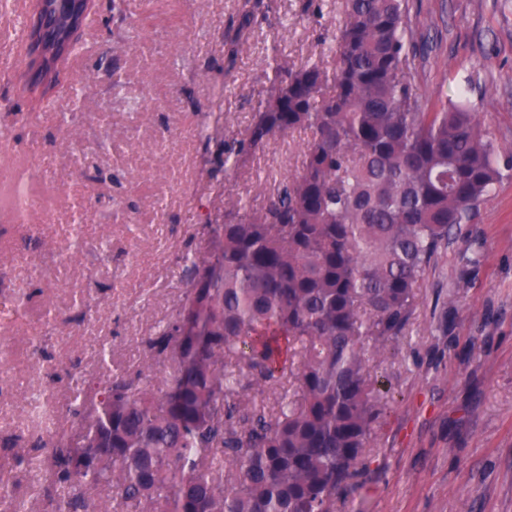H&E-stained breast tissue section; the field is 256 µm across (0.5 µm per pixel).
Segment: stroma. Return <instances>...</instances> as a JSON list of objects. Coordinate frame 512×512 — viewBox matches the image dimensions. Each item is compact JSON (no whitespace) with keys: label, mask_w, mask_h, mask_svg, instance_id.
<instances>
[{"label":"stroma","mask_w":512,"mask_h":512,"mask_svg":"<svg viewBox=\"0 0 512 512\" xmlns=\"http://www.w3.org/2000/svg\"><path fill=\"white\" fill-rule=\"evenodd\" d=\"M239 2L129 0L118 19L95 0L46 112L17 74L23 0L0 12V433L27 431L35 392L52 410L84 377L156 385L142 343L176 317L186 266L209 252L206 223L298 170L306 134L238 167L222 166L224 142L250 124L274 53L298 67L329 59L318 36L342 24L341 0H322L318 17L275 0L228 70ZM410 7L420 94L455 96L473 75L474 110L512 156V0ZM469 230L472 245L450 240L424 275L403 336L370 356L385 411L336 512H512V175Z\"/></svg>","instance_id":"obj_1"}]
</instances>
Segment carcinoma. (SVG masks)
<instances>
[{"label": "carcinoma", "mask_w": 512, "mask_h": 512, "mask_svg": "<svg viewBox=\"0 0 512 512\" xmlns=\"http://www.w3.org/2000/svg\"><path fill=\"white\" fill-rule=\"evenodd\" d=\"M41 55L56 82L74 0H37ZM273 0H242L224 30V64ZM335 64L274 59L251 123L224 143L245 161L270 140L310 134L301 166L257 207L233 202L208 225L210 251L183 279L176 318L143 341L170 368L149 390L84 378L70 428L32 430L17 459L46 512H336L384 406L367 347L410 323L417 290L443 245L466 239L502 168L471 107L418 92L408 0H344ZM294 388L288 397L286 386ZM283 394L271 409L259 398ZM111 497L97 504L91 491Z\"/></svg>", "instance_id": "1"}]
</instances>
